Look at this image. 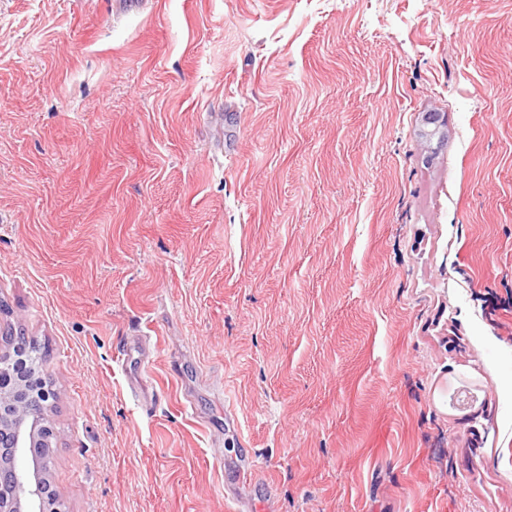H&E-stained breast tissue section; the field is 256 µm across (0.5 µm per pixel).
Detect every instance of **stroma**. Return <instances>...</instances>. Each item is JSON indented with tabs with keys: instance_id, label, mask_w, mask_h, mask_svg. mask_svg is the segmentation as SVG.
<instances>
[{
	"instance_id": "obj_1",
	"label": "stroma",
	"mask_w": 512,
	"mask_h": 512,
	"mask_svg": "<svg viewBox=\"0 0 512 512\" xmlns=\"http://www.w3.org/2000/svg\"><path fill=\"white\" fill-rule=\"evenodd\" d=\"M59 512H512V0H0V334Z\"/></svg>"
}]
</instances>
